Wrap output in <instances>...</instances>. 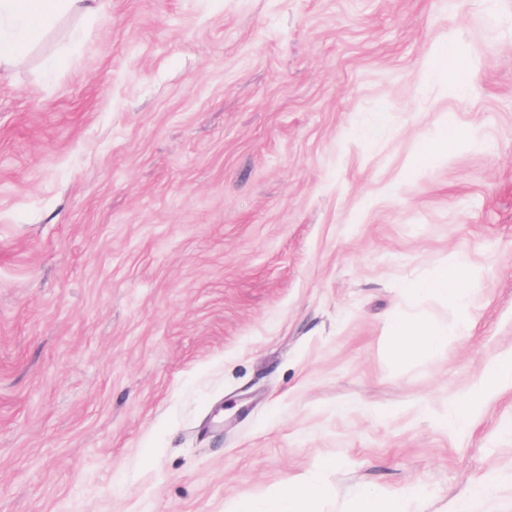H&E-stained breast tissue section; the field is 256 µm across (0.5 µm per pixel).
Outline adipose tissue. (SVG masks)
I'll use <instances>...</instances> for the list:
<instances>
[{
    "mask_svg": "<svg viewBox=\"0 0 512 512\" xmlns=\"http://www.w3.org/2000/svg\"><path fill=\"white\" fill-rule=\"evenodd\" d=\"M106 3L107 0H0V65L23 54L60 17L75 15L92 19L104 12ZM467 283V264L460 259L452 266L441 267L430 279L410 283L408 290L418 297L439 295L461 305L466 299ZM387 333L403 363L432 354L448 336L447 330L403 313L393 317ZM511 382V356L489 364L478 386L449 403V427L456 430L468 427L486 396ZM327 496L328 488L322 481L296 476L265 501L264 512H316L317 504Z\"/></svg>",
    "mask_w": 512,
    "mask_h": 512,
    "instance_id": "adipose-tissue-1",
    "label": "adipose tissue"
}]
</instances>
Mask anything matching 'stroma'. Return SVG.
<instances>
[{
	"label": "stroma",
	"mask_w": 512,
	"mask_h": 512,
	"mask_svg": "<svg viewBox=\"0 0 512 512\" xmlns=\"http://www.w3.org/2000/svg\"><path fill=\"white\" fill-rule=\"evenodd\" d=\"M461 257L464 306L408 292ZM402 312L447 344L401 364ZM508 355L512 0H111L0 70V512H227L300 474L322 512L486 478L471 512H512V385L445 423ZM466 68L465 59L457 54H453L448 64L443 61L434 69V74L448 86L459 89L461 87V74ZM457 132L453 128H444L437 137L423 143L416 155V163L425 165L432 156L448 150V146L456 139ZM512 382V357L507 356L489 364L478 386L448 404V426L460 430L468 427L486 396L500 386Z\"/></svg>",
	"instance_id": "obj_1"
}]
</instances>
